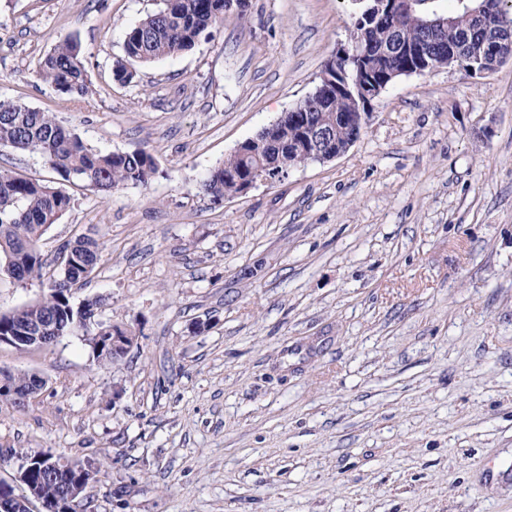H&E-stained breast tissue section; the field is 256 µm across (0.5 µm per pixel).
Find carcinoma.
Masks as SVG:
<instances>
[{"mask_svg": "<svg viewBox=\"0 0 512 512\" xmlns=\"http://www.w3.org/2000/svg\"><path fill=\"white\" fill-rule=\"evenodd\" d=\"M155 12L134 25L124 40L125 61L117 63L113 78L130 84L137 75L136 66L171 57L192 49L201 37L224 20V13L242 7L243 0H161ZM448 28L428 33L417 15L398 11L384 23L365 30L362 42L384 47V52L351 59H331L326 66L354 75L362 69L383 74L405 66L401 47L424 44L432 63L448 60V50L456 48L482 65L484 30L461 10L452 15ZM39 76L71 97L84 98L90 93V81L81 46L69 39L55 46L40 62ZM294 112H307L310 125L336 136L343 143L350 136L341 116L356 111L348 97L318 98L307 96ZM256 142L262 144L259 157L235 151L214 167L202 182L204 192L213 200L238 193V180L262 162L269 166L264 175L279 181V168L301 167L314 161L307 144L306 130L293 117L281 125L264 129ZM0 147H10L41 155L49 168L66 181L75 180L98 191L110 192L126 185H147L157 172L153 157L145 151L102 153L88 148L80 138L61 127L50 112L24 104L0 102ZM71 198L60 190L18 177L0 169V259H11L12 277L21 280L32 275L43 277L44 263L39 242L45 231L69 209ZM69 256L68 277L49 280L48 293L36 304L18 308L0 318L1 326H21L51 309L61 312L59 322L74 331L82 327L76 314L67 313L73 286L85 281L99 261L100 244L91 235H80L64 247ZM99 470L82 463H72L61 481L84 487L97 480Z\"/></svg>", "mask_w": 512, "mask_h": 512, "instance_id": "cac0c4a2", "label": "carcinoma"}]
</instances>
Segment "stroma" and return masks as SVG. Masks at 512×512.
Here are the masks:
<instances>
[{"label":"stroma","instance_id":"stroma-1","mask_svg":"<svg viewBox=\"0 0 512 512\" xmlns=\"http://www.w3.org/2000/svg\"><path fill=\"white\" fill-rule=\"evenodd\" d=\"M159 0H0V100L86 145L150 153L145 186L101 194L37 154L0 168L71 197L43 235L101 260L72 305L94 322L0 346L46 384L0 402V479L27 454L100 468L92 512H512V60L442 66L374 101L342 156L216 201L205 175L311 93L353 30L352 0H246L191 50L114 81ZM78 38L91 92L38 75ZM47 282L0 277V313ZM137 343L98 363L99 325Z\"/></svg>","mask_w":512,"mask_h":512}]
</instances>
